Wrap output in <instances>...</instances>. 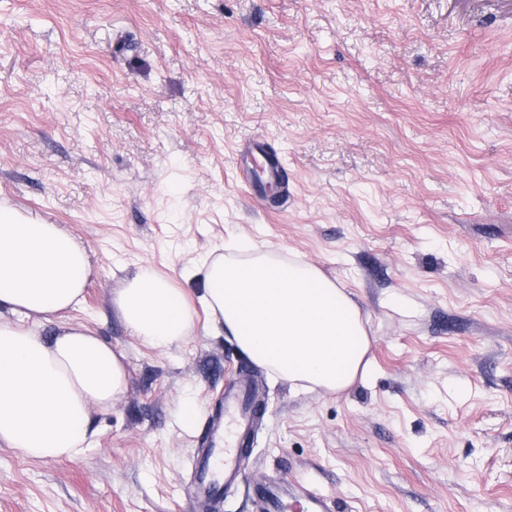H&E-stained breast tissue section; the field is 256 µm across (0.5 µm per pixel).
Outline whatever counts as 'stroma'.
Returning <instances> with one entry per match:
<instances>
[{
  "instance_id": "1",
  "label": "stroma",
  "mask_w": 512,
  "mask_h": 512,
  "mask_svg": "<svg viewBox=\"0 0 512 512\" xmlns=\"http://www.w3.org/2000/svg\"><path fill=\"white\" fill-rule=\"evenodd\" d=\"M256 141L288 176L258 200ZM0 201L87 246L67 317L128 375L80 457L0 447V512H191L242 374L264 415L214 512L264 479L338 512H512V0H0ZM239 238L358 304L365 379L298 390L203 317L167 351L131 334L126 278L196 301L184 269Z\"/></svg>"
}]
</instances>
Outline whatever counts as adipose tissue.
<instances>
[{
	"mask_svg": "<svg viewBox=\"0 0 512 512\" xmlns=\"http://www.w3.org/2000/svg\"><path fill=\"white\" fill-rule=\"evenodd\" d=\"M87 248L62 225L0 204V445L39 460L76 458L91 416L111 409L127 371L110 344L79 325L43 340L38 326L84 301ZM199 303L240 349L277 378L339 393L364 375L368 333L357 305L318 268L258 253L216 256L188 272ZM124 323L146 347L169 349L195 329L183 291L144 268L120 289Z\"/></svg>",
	"mask_w": 512,
	"mask_h": 512,
	"instance_id": "obj_1",
	"label": "adipose tissue"
}]
</instances>
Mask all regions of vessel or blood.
Listing matches in <instances>:
<instances>
[{
	"label": "vessel or blood",
	"instance_id": "1",
	"mask_svg": "<svg viewBox=\"0 0 512 512\" xmlns=\"http://www.w3.org/2000/svg\"><path fill=\"white\" fill-rule=\"evenodd\" d=\"M248 388L242 381L225 387L222 414L212 421L197 457L189 486L191 502H216L225 486L243 479L244 439L254 424L246 399ZM251 494L258 512H334L329 499L297 481L257 482Z\"/></svg>",
	"mask_w": 512,
	"mask_h": 512
}]
</instances>
